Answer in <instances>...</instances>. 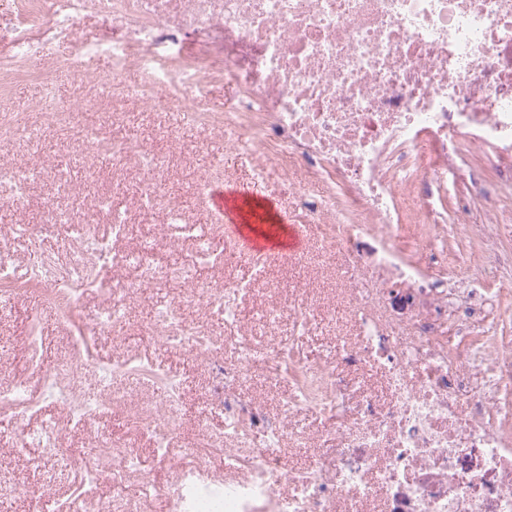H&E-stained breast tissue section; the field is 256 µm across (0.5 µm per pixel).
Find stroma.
<instances>
[{
  "mask_svg": "<svg viewBox=\"0 0 512 512\" xmlns=\"http://www.w3.org/2000/svg\"><path fill=\"white\" fill-rule=\"evenodd\" d=\"M125 27L112 18L96 14L78 17L69 36L55 41L47 54L29 64L33 74L12 80L0 94V110L15 111L18 104L33 106L43 95L41 75L54 72L66 60L73 41L85 40L102 46L125 38ZM55 97L68 104L73 115L66 129H58L44 118H37L42 129L38 143L23 139H0V166L37 169L31 179L23 204L11 206L12 224H0V253L12 264L20 283L15 293L7 295L0 305V383L24 378L32 398L40 405L36 413H20L11 423H0V485L29 483L38 486L37 495L24 499L11 498L17 512H58L67 505L69 512H96L98 506L112 512H171L178 489V472L166 460L153 454L149 438L138 428L141 419L161 408L157 393L138 378L121 379L110 388L100 386L94 371H83L82 387L98 394L106 407L92 424L84 428L68 422L64 411L43 400L40 392L41 367L58 365L68 358L77 335H84L93 361L117 363L131 356L154 363L176 376L181 384L180 422L171 445L207 442L209 437L224 432V408L210 399L211 383L203 355L170 348L162 341L147 339L150 313L172 297L162 290L149 297L133 298L125 323L115 333H99L94 329L100 310L107 305L106 292L89 288L80 293L72 309L71 321H62L56 312L39 310L40 287L24 283L26 266L36 244H44L55 252L60 265L70 262L73 242L68 225H59L50 236H41L47 207L69 212L74 221L93 220L96 230L110 234L105 217H90L89 207L96 198L108 197L114 208L127 212L131 223L141 225L138 237L119 242V250L148 244L164 251H175L183 257L194 256L190 241L179 238L167 226L163 215L139 208L140 177L135 168L102 163L100 157L75 152L88 133L107 138L131 139L167 153L169 176L167 191L171 199L183 206L190 223L211 226V210L198 192L197 178L222 162L225 189L250 186L253 161L245 155L224 151L223 139L209 129L187 118L179 109L152 110L134 100L116 101L101 83L84 76L65 73L56 75L52 87ZM98 102L95 110L83 109L84 99ZM492 151L476 144L462 150L454 160L449 175L448 193L443 198L446 224L440 229L436 249L446 251L447 263H432L428 251L422 249L423 234L414 224H403L391 241L399 255L424 269L427 277L447 281L450 287L479 288L488 297L480 333L500 336L512 342V265L492 257L481 256L483 240L497 242L500 251L512 252V181L502 175L491 161ZM488 188H499L494 199L497 223L486 221V201L473 193L472 181ZM25 224L29 235L13 232V224ZM304 250L313 261L298 267L293 261H275L263 277H256L246 260L218 262L203 267L204 276L220 282L226 279L249 283L248 291L238 298L242 329L257 347H265L273 337L293 335L290 319H283L276 329L259 321L261 313L280 299L308 294L314 305L316 325L302 336L303 357L317 360L333 356L339 338L356 341L360 328L350 317L348 283L342 270V253L323 252L317 236H309ZM39 312L41 339L33 366H26L23 338L27 318ZM238 392L244 401L253 403L266 415L278 416L280 406L289 394L288 386H272L268 365L250 369ZM47 421L60 429L56 456L43 460L40 470H32L30 454L20 445L23 429H36ZM283 424L287 432L304 431L305 445L289 439L281 443L283 472H291L312 464L322 447L320 437L336 424L334 415H316L308 409L294 411ZM125 444L140 461L139 471L127 473L123 495H115L107 471L98 467L112 441ZM97 470L91 495L81 493L80 483L87 470Z\"/></svg>",
  "mask_w": 512,
  "mask_h": 512,
  "instance_id": "stroma-1",
  "label": "stroma"
}]
</instances>
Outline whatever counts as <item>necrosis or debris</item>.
I'll return each instance as SVG.
<instances>
[{
	"instance_id": "necrosis-or-debris-1",
	"label": "necrosis or debris",
	"mask_w": 512,
	"mask_h": 512,
	"mask_svg": "<svg viewBox=\"0 0 512 512\" xmlns=\"http://www.w3.org/2000/svg\"><path fill=\"white\" fill-rule=\"evenodd\" d=\"M47 7L42 39L25 27L12 33L13 52L0 60V81L29 75V61L68 34L74 20L97 13L121 21L128 38L109 47L113 96L150 104L158 85L169 103L206 122L228 153L245 152L254 175L276 169L293 181L294 207L302 220L326 228L327 249L343 253L352 272L371 267L387 279L414 282L419 269L390 244L402 224L435 226L437 203L448 191V172L421 170L415 157L426 140L447 147L475 132L496 148L512 172V72L501 58L512 53V0H34ZM194 34L221 46L222 65L192 68L177 60V46ZM141 76L126 84L127 73ZM215 77L237 84L234 112L204 107V85ZM85 146L143 174L141 205L184 223L181 208L162 188L164 156L117 138L87 137ZM70 224L52 208L43 224ZM74 247L67 267L37 253L28 282L46 285L42 305L59 309L82 287L101 284L104 270L124 265L136 278L112 283V300L97 330L120 328L126 302L156 284L176 287L149 329L166 345L206 355L212 397L224 407V434L213 450L224 452L238 480L224 486L219 504L182 484L175 512H512V346L481 336L479 303L449 311L447 288L414 291L411 321L391 325L379 310L382 288L353 283L352 315L361 334L343 344L348 365H373L385 377L388 402L363 394L331 369L329 360L301 356L292 337L276 343L274 383L291 389L283 413L307 408L334 414L323 435L325 451L301 473L282 477L275 450L283 438L278 421L264 417L236 395L255 361L251 342L238 334L236 299L246 286L200 275L216 254L231 255L232 238L201 235L195 264L177 259L156 264L148 251L117 254L92 224H70ZM374 233L372 250L360 245ZM200 303L220 316L225 344L238 352L229 365L217 344L185 312ZM455 320V340L441 328ZM88 360L75 354L45 371L43 394L69 418L85 420L97 402L74 380ZM107 380L136 376L156 385L165 411L145 418L141 430L167 456L177 428L180 384L148 364L98 366ZM288 480V494L276 493Z\"/></svg>"
}]
</instances>
